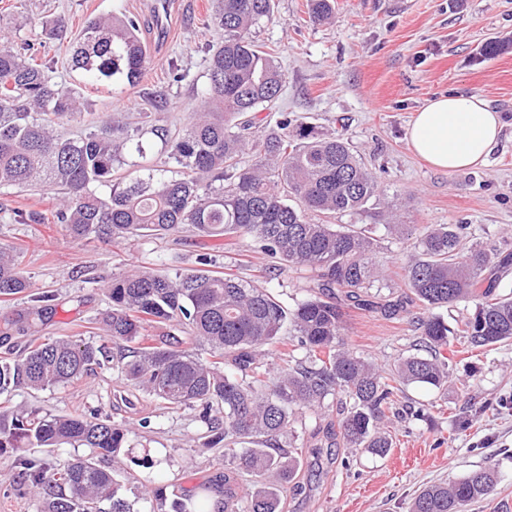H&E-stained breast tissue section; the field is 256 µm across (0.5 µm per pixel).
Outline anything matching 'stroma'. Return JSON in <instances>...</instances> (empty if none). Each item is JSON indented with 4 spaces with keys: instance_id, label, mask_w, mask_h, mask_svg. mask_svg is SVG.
Here are the masks:
<instances>
[{
    "instance_id": "stroma-1",
    "label": "stroma",
    "mask_w": 512,
    "mask_h": 512,
    "mask_svg": "<svg viewBox=\"0 0 512 512\" xmlns=\"http://www.w3.org/2000/svg\"><path fill=\"white\" fill-rule=\"evenodd\" d=\"M174 2V21L162 40L153 0H0V34L18 49L34 45L59 85L82 89L87 111L131 118L153 111L163 97L161 122L179 129L201 107L207 60L219 36L209 23L213 0ZM306 2L276 0L274 17L252 31L284 74L279 98L258 116L273 125L285 113L320 135L344 134L377 175V199L359 214L330 215L329 223L371 225L378 241L375 260L397 288L415 237L433 225L465 224L475 238L512 248V50L494 57L483 52L488 42L512 40V0H336L332 19L320 25L309 21ZM109 14L138 17L147 63L136 85L107 90L72 70L70 57L85 22ZM59 18L65 28L50 36ZM448 93L480 95L502 121L486 161L452 173L422 161L406 140L415 112ZM54 197L51 190L0 189V243L15 248L35 291L55 296L56 313L36 325L38 336L97 340L93 320L108 306L103 286L113 276L133 267L199 266L200 249L188 230L104 242L73 239L51 224L12 220L17 208L50 211ZM389 224L411 225L413 238L393 239L385 230ZM214 258L221 271L248 279L269 263L251 238L230 241ZM474 308L462 301L441 309L457 331L446 352L448 384L440 390L405 386L403 401L428 405L430 418L389 416L388 456L326 441L323 429L337 419V407L303 413L295 424L303 450L299 489L289 492L285 512H406L422 485L487 465L498 468L499 482L467 512H512V343L468 347L459 331ZM344 341L385 368L424 347L414 317L378 311H348ZM13 402L52 415L97 410L130 426L126 447L133 456L148 449L166 453L167 465L152 475L166 490L165 502L124 488L134 512H172V502L188 501L203 483L215 494L224 492V464L206 444L208 424L198 410L165 407L110 369H95L65 386L17 393Z\"/></svg>"
}]
</instances>
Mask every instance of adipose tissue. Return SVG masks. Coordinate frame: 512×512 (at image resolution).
I'll list each match as a JSON object with an SVG mask.
<instances>
[{
  "instance_id": "1",
  "label": "adipose tissue",
  "mask_w": 512,
  "mask_h": 512,
  "mask_svg": "<svg viewBox=\"0 0 512 512\" xmlns=\"http://www.w3.org/2000/svg\"><path fill=\"white\" fill-rule=\"evenodd\" d=\"M500 118L476 94L430 100L407 133L412 152L432 167L454 172L482 163L496 144Z\"/></svg>"
}]
</instances>
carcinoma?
Masks as SVG:
<instances>
[{"label":"carcinoma","instance_id":"carcinoma-1","mask_svg":"<svg viewBox=\"0 0 512 512\" xmlns=\"http://www.w3.org/2000/svg\"><path fill=\"white\" fill-rule=\"evenodd\" d=\"M275 0H216L211 25L222 39L208 58L204 110L173 132L152 123L86 118L81 94L60 87L33 49L0 43V187L50 188L61 195L46 216L18 210L19 224H57L71 237L112 240L148 231L170 235L188 226L211 251L233 238H253L276 263L315 273L308 296L292 310L265 288L214 270H131L108 285L112 308L96 324L122 353L68 337L36 338L20 352L14 332L50 318L54 295L43 292L32 306L0 328V448L16 454L20 468L10 494L29 497L39 512H131L117 476L140 483L119 454L128 429L98 414L54 416L7 406L17 391H40L78 380L104 363L121 379L169 405L199 406L203 418L221 415L207 444L224 448L221 512H283L288 484L296 478L298 449L279 446L296 411L340 404L336 435L351 448L384 457L393 442L382 430L399 385L441 389L448 383L453 332L431 310L459 300L475 302L464 334L473 348L512 340V299L493 297L492 267L512 264V251L471 242L463 224H436L417 240V254L403 267L406 292L395 299L371 293L380 271L374 238L364 224H324L307 213H357L377 194V176L342 136L322 137L310 126L288 134L283 115L270 131L259 130L256 112L283 86L274 59L251 39L252 28L274 14ZM310 19L328 21L334 0H308ZM136 18L98 16L84 26L71 68L92 82L136 84L146 64ZM81 126L72 137L56 131L62 121ZM161 143L163 161L146 164L149 136ZM251 156V162L243 161ZM18 256L0 244V296L30 290ZM396 315L419 305L428 314L417 325L434 356L399 359L384 375L369 360L343 347V305ZM164 325L188 333L209 358L171 342L153 343L149 328ZM274 343L306 350L307 363L285 364L272 382L262 362ZM63 444L89 455L45 466L42 448ZM110 457L108 470L97 458ZM250 478L238 492L231 481ZM491 467L451 482L419 489L407 512H465L497 483Z\"/></svg>","mask_w":512,"mask_h":512}]
</instances>
